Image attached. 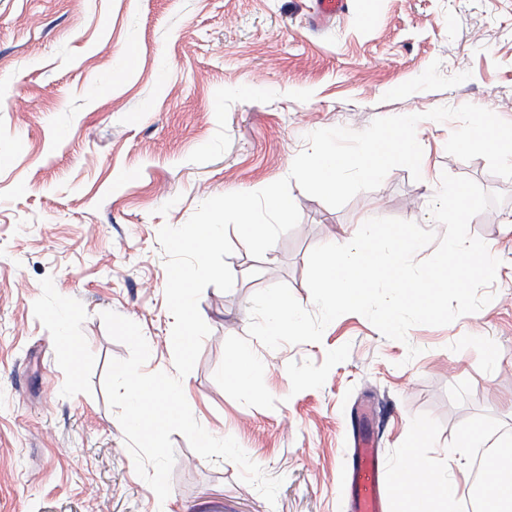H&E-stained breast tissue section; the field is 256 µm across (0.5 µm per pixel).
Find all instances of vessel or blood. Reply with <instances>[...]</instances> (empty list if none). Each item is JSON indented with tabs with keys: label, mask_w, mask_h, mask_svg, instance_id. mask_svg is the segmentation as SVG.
<instances>
[{
	"label": "vessel or blood",
	"mask_w": 512,
	"mask_h": 512,
	"mask_svg": "<svg viewBox=\"0 0 512 512\" xmlns=\"http://www.w3.org/2000/svg\"><path fill=\"white\" fill-rule=\"evenodd\" d=\"M352 512H383L387 490L373 438L360 434L351 471Z\"/></svg>",
	"instance_id": "b4317fda"
}]
</instances>
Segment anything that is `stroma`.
<instances>
[{"instance_id": "1", "label": "stroma", "mask_w": 512, "mask_h": 512, "mask_svg": "<svg viewBox=\"0 0 512 512\" xmlns=\"http://www.w3.org/2000/svg\"><path fill=\"white\" fill-rule=\"evenodd\" d=\"M315 0H0V512H348L355 411L373 402L384 483L412 425L444 467L465 431L512 433V180L445 145L457 121H421V180L394 168L333 208L292 186L298 225L262 259L234 243L231 291L207 287L210 328L183 380L196 420L234 437L283 477L275 504L239 467L172 433V492L158 501L126 450L104 377L128 357L101 318L136 322L147 373H174L161 227L204 200L288 176L307 134L467 103L512 122V0H348L325 25ZM260 94L244 100L238 86ZM505 196L470 224L500 261L481 310L417 325L407 342L347 313L321 342L251 346L275 409L215 382L228 336H246L250 299L286 283L306 309L317 245L391 217L442 234L430 213L442 174ZM25 290H18L17 275ZM82 316L68 325L64 313ZM82 340L77 359L61 336ZM421 353L408 359V346Z\"/></svg>"}]
</instances>
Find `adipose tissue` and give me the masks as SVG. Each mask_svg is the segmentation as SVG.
<instances>
[{
	"label": "adipose tissue",
	"instance_id": "ef3b65f1",
	"mask_svg": "<svg viewBox=\"0 0 512 512\" xmlns=\"http://www.w3.org/2000/svg\"><path fill=\"white\" fill-rule=\"evenodd\" d=\"M425 438L424 429L412 427L394 471L393 489L402 503L400 512H453L459 487L448 475L429 473L421 454ZM475 448L491 449V466L500 468L502 464L512 463V436L495 438L485 431L471 430L462 434L449 449V464H457Z\"/></svg>",
	"mask_w": 512,
	"mask_h": 512
}]
</instances>
